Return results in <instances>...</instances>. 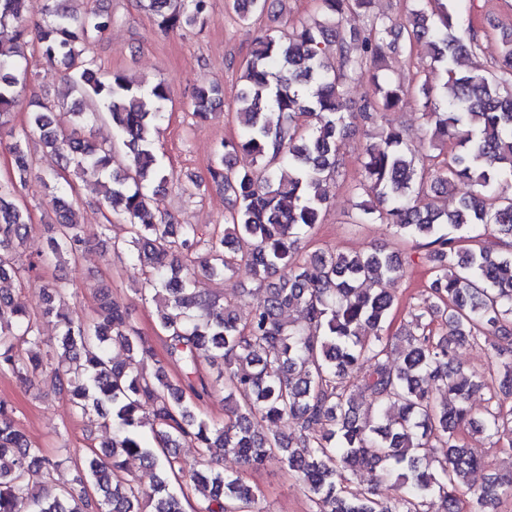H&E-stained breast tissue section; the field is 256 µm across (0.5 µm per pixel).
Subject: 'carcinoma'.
Returning <instances> with one entry per match:
<instances>
[{
	"label": "carcinoma",
	"mask_w": 512,
	"mask_h": 512,
	"mask_svg": "<svg viewBox=\"0 0 512 512\" xmlns=\"http://www.w3.org/2000/svg\"><path fill=\"white\" fill-rule=\"evenodd\" d=\"M25 0H0V137L12 139L14 172L0 180V280L20 285L63 255L77 262L84 250L76 200L56 197V224L48 251L21 260L32 224L20 202L31 173L28 139L39 135L58 154L59 169L42 178L58 190L74 175L102 194L127 225L111 242L117 257L140 267L141 299L161 304L156 327L167 358L182 369L173 382L150 337L134 326L128 308L98 289L94 316L74 322L56 310L57 289L43 288L45 305L32 311L0 291V371L32 385L48 368L81 414L112 429L74 468L73 484L56 488L61 461L44 455L16 424L13 406L0 399V512H185L189 493L196 512H265L256 488L205 457L189 463L177 448H222L246 466L277 463L305 485L313 512H461V492L485 506L512 496V465L476 488L470 477L482 460L461 444L466 427L505 439L512 451V407L497 403L478 420L470 399L488 383L454 364L465 343H483L501 384L512 386V33L502 36L490 66L461 68L481 50L473 20L461 0H409L395 22L374 14V0H317V14L291 28L264 34L243 66L237 95L240 130L224 140L210 164L212 182L224 189V227L209 235L192 224H174L153 207V196L173 180L155 149V135L172 102L163 82H135L121 71L100 75L90 54L112 18L95 9L79 14L73 0H46L42 20L29 25ZM163 31L203 26L210 0H146ZM267 0H231L243 22L262 15ZM365 27L345 28L351 15ZM35 33L39 55L61 68L76 93L69 106L36 102L25 125L11 124L32 60L22 43ZM431 44V73L412 86L383 74L387 54ZM372 71L370 90L355 104L347 86ZM422 109L428 144L413 145L403 128L385 126L386 113L409 101ZM224 106V91L199 86L191 115L206 121ZM112 123L126 164L113 167L112 147L81 135L97 121ZM363 129L378 141L359 157L360 178L348 189L360 201L356 224H388L401 241L427 252L433 278L403 336L384 334L396 296L383 282L405 276L399 250L304 254L305 243L326 209L325 185L341 176L350 133ZM450 148L448 163H435L425 147ZM255 167L240 169L237 154ZM469 192L450 212L448 188ZM251 267L264 299L241 317L218 296L193 287L200 271L224 279ZM296 311L301 319H285ZM53 316L60 331L56 366L39 349L46 345L40 320ZM447 331L435 335L427 320ZM404 344L403 361L392 360ZM127 358L118 361L109 347ZM217 368L224 389V425L198 416L192 395L200 362ZM356 381L374 415L360 418L347 382ZM443 392L439 402L423 382ZM288 420L292 431L271 426ZM149 427L155 445L143 431ZM444 448L436 459L434 449ZM157 468L149 490L124 476L129 459ZM367 471L394 494L372 486L349 494L353 477Z\"/></svg>",
	"instance_id": "cac0c4a2"
}]
</instances>
